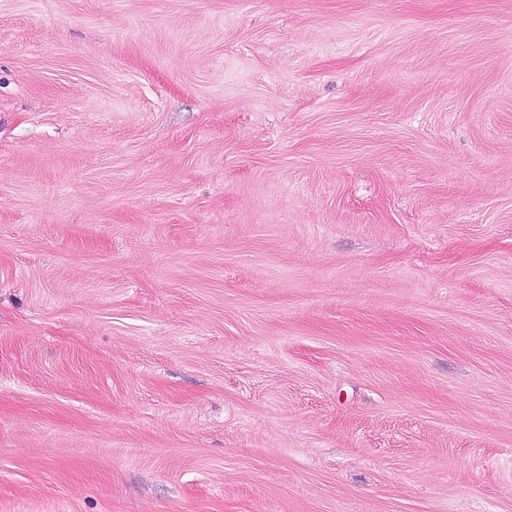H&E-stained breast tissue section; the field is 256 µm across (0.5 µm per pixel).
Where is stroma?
Listing matches in <instances>:
<instances>
[{"label":"stroma","mask_w":512,"mask_h":512,"mask_svg":"<svg viewBox=\"0 0 512 512\" xmlns=\"http://www.w3.org/2000/svg\"><path fill=\"white\" fill-rule=\"evenodd\" d=\"M0 512H512V0H0Z\"/></svg>","instance_id":"35a3bbf8"}]
</instances>
